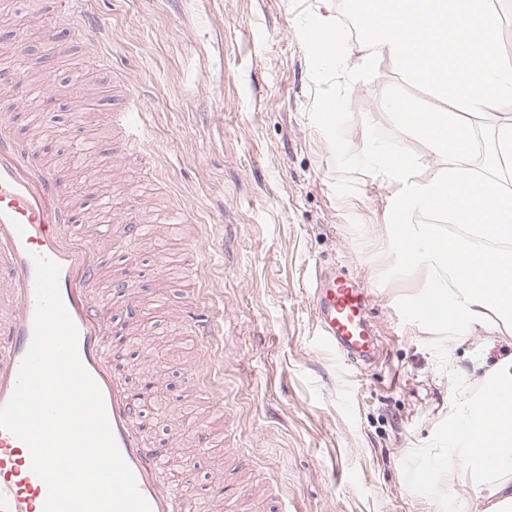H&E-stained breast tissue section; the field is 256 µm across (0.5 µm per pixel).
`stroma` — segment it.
Segmentation results:
<instances>
[{"label": "stroma", "mask_w": 512, "mask_h": 512, "mask_svg": "<svg viewBox=\"0 0 512 512\" xmlns=\"http://www.w3.org/2000/svg\"><path fill=\"white\" fill-rule=\"evenodd\" d=\"M319 7L87 0L102 43L73 44L61 58L52 44L68 33L52 20L55 0H14L0 15V52L22 38L27 79L52 78L60 97L50 108L35 100L12 138L26 146L34 119L50 116L40 159L58 169L74 139L117 145L102 105L121 75L135 78L148 138L124 154V187L111 190L112 173L101 169H69V183L79 197L110 195L118 214L140 197L158 212L176 202L193 212L194 223L173 225L163 242L142 238L124 258L146 270L164 259L172 269L136 290L150 302L155 345L175 338L181 346L167 360L162 392L181 395L193 412L182 425L156 416L154 440L179 429L200 445L188 463L197 496L219 472L238 484L236 498L207 503L206 512H270L282 495L298 512H443L429 476L448 445L454 399L482 395L487 365L512 354V336L402 318L427 273L394 250V188L363 148L424 156L416 177H432L443 159L401 134L386 100L398 93L429 110L440 102L386 60L371 69L319 67L305 42ZM99 52L109 66L95 64ZM327 99L336 105L328 114ZM194 242L206 283L198 291L180 264ZM341 273L371 294L377 350L367 363L319 344L311 287ZM193 301L218 326L203 380L188 369L198 350L170 314Z\"/></svg>", "instance_id": "35a3bbf8"}]
</instances>
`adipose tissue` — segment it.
Returning a JSON list of instances; mask_svg holds the SVG:
<instances>
[{"instance_id": "obj_1", "label": "adipose tissue", "mask_w": 512, "mask_h": 512, "mask_svg": "<svg viewBox=\"0 0 512 512\" xmlns=\"http://www.w3.org/2000/svg\"><path fill=\"white\" fill-rule=\"evenodd\" d=\"M316 14L306 42L319 65L344 63L343 53L323 52L338 20L331 0ZM350 11L370 20L361 66L394 63L414 85L444 103L427 111L416 101L390 96L386 105L403 135L429 146L446 163L432 178L414 177L421 156L365 149L368 163L399 187L406 212L429 211L463 228V236H437L429 224L403 223L399 231L428 271L422 296L451 297L470 333L512 335V190L498 177L512 161V57L499 48V17L491 0H349ZM472 26L470 44L460 35ZM510 113L497 125L484 168L474 162V128L456 111ZM485 396L454 404L455 423L471 440L442 450L433 485L447 491L458 482L480 489L476 502L460 500L457 512H512V355L497 359L483 375Z\"/></svg>"}]
</instances>
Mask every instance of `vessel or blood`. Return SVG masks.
I'll list each match as a JSON object with an SVG mask.
<instances>
[{"mask_svg":"<svg viewBox=\"0 0 512 512\" xmlns=\"http://www.w3.org/2000/svg\"><path fill=\"white\" fill-rule=\"evenodd\" d=\"M86 12V0H62L56 25L72 38L96 42L98 32L78 24ZM144 103L133 78L124 81V101L110 107V123L121 128L127 144H134L144 128ZM9 115L0 113V405L10 399L20 364L31 342L36 310L34 256L60 267L58 289L78 330L81 363L99 386L107 417L122 457L133 471L151 512H191L185 490L164 481L159 455L151 448V431L139 410L140 402L126 376L111 362L109 315L113 307L133 319L141 305L132 294L141 271L125 266L120 275L125 292L103 296L96 290L102 256L93 234L72 231L80 207L70 199L66 182L52 168L39 163L49 126L31 133L26 149H17L8 134ZM370 294L353 279H333L329 287H316L313 300L321 344L345 351L350 359L370 360L372 332L367 322ZM176 316L194 337L202 353L194 372L207 367V349L214 334L212 322L200 318L196 307L176 309ZM416 316L453 319L454 310L441 299H421ZM45 483L33 472L27 446L0 429V512H43Z\"/></svg>","mask_w":512,"mask_h":512,"instance_id":"obj_1","label":"vessel or blood"}]
</instances>
